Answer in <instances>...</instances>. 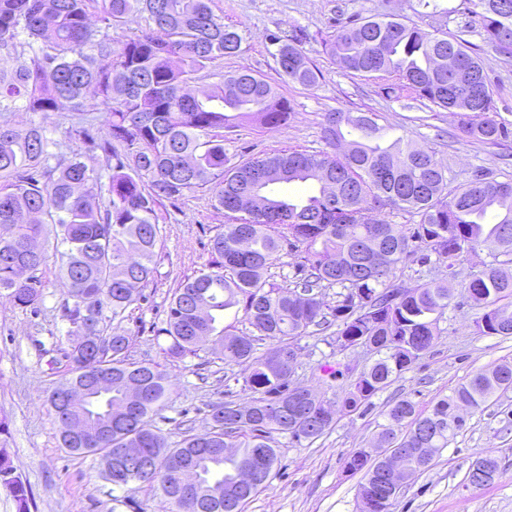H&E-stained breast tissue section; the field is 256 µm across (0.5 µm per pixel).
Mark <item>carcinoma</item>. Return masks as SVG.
I'll return each instance as SVG.
<instances>
[{
	"instance_id": "carcinoma-1",
	"label": "carcinoma",
	"mask_w": 512,
	"mask_h": 512,
	"mask_svg": "<svg viewBox=\"0 0 512 512\" xmlns=\"http://www.w3.org/2000/svg\"><path fill=\"white\" fill-rule=\"evenodd\" d=\"M214 0H0V296L36 314L44 297L40 273L48 258L65 279L68 322L62 378L48 395L62 447L109 462L116 448H138L150 476L132 462L115 502L145 512L135 494L160 495L165 512H186L172 472L177 458L194 469L200 490L221 493L201 502L203 512H245L277 473L279 438L312 443L336 423L323 400L307 398L290 410L291 378L281 353L304 336L336 326V352L377 345L378 359L362 371L342 399L349 413L366 412L372 398L412 366L437 336L439 318L463 304L482 310L484 335L512 336V179L499 181L477 168L463 181L433 150L399 136L384 143L377 112L331 109L322 115V151L288 148L240 161L224 147V129L248 121L279 126L290 102L261 74L242 66L219 73L216 64L241 55L238 27L215 14ZM479 33L512 55V0H475ZM145 28L123 40L112 31L133 17ZM303 35L271 34V56L284 83L315 89L322 71L302 50ZM325 52L353 77L375 84L384 99L418 102L429 110L453 108L467 139L498 144L512 138L479 54L452 32L401 18L368 16L341 25ZM457 65L448 69V57ZM93 94L108 133H95L99 117L85 109ZM18 111L69 112L76 121L57 139L40 122L12 123ZM312 187L296 200L274 186ZM205 192L228 224L210 243L211 259L173 295L156 337L165 364L133 358L132 337L106 333L108 322L140 298L157 274L164 201ZM415 217L409 227L379 217L382 211ZM54 228L53 253L44 247ZM496 248L460 292L442 281L412 289L393 283L412 260L456 276V267L485 243ZM303 248V260L285 286L264 271L283 251ZM336 289L325 306L321 290ZM242 309L271 347L257 352L251 335L224 324ZM240 367L251 401L209 406L208 425L188 428L172 441L157 425L177 393L167 365L209 353ZM101 376L83 416L105 428L92 442L67 431V394ZM144 398L127 412L130 382ZM512 390V363L468 376L427 412L409 398L388 405L376 447L396 448L413 473L426 470L465 426L458 409H479ZM261 453L262 483L238 490L239 462ZM345 468L364 472L359 497L371 512H393L398 500L381 494L380 459L365 449ZM0 484L17 512H30L28 485L0 448Z\"/></svg>"
}]
</instances>
